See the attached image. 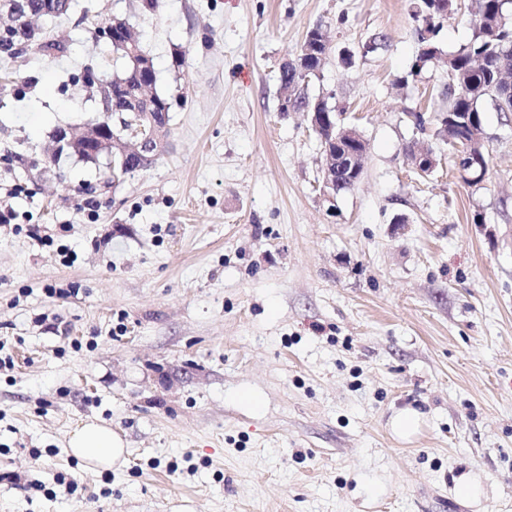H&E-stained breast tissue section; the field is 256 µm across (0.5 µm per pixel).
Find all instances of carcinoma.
I'll use <instances>...</instances> for the list:
<instances>
[{
  "label": "carcinoma",
  "mask_w": 512,
  "mask_h": 512,
  "mask_svg": "<svg viewBox=\"0 0 512 512\" xmlns=\"http://www.w3.org/2000/svg\"><path fill=\"white\" fill-rule=\"evenodd\" d=\"M441 0H416L413 19L417 30L428 25L430 36L419 41L414 64L409 72L419 76L424 69L446 57L448 70L452 73V85L448 87V107L440 114L442 122L436 123V134L447 139L448 144L463 154L466 144L462 138L474 132L480 141H485L482 111L479 105L490 103L499 112H512V95L502 91V77L512 75V14L502 0H470L473 15V34L467 44L458 51L444 54L436 40L442 27L437 12ZM325 34L322 24L311 27L295 60L280 67L279 80L282 85L297 88L294 106H305L309 111L320 112L319 122L336 121L335 109L329 104L314 107L315 97L308 91L312 78L318 76L326 47L321 42ZM32 38V30L25 27L16 29L12 35L0 41V56L12 57L27 49L26 43ZM113 57L121 69L112 75L115 86L112 101L100 97L101 109L112 108V117L125 109L124 96L130 91H138L146 83L157 84V71L149 74L139 72L129 59L127 50L120 46L112 47Z\"/></svg>",
  "instance_id": "cac0c4a2"
}]
</instances>
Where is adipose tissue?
<instances>
[{
  "label": "adipose tissue",
  "mask_w": 512,
  "mask_h": 512,
  "mask_svg": "<svg viewBox=\"0 0 512 512\" xmlns=\"http://www.w3.org/2000/svg\"><path fill=\"white\" fill-rule=\"evenodd\" d=\"M72 455L98 470H109L124 457L123 442L110 426L89 421L76 428L68 440Z\"/></svg>",
  "instance_id": "obj_1"
}]
</instances>
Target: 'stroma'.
I'll use <instances>...</instances> for the list:
<instances>
[{
  "label": "stroma",
  "instance_id": "stroma-1",
  "mask_svg": "<svg viewBox=\"0 0 512 512\" xmlns=\"http://www.w3.org/2000/svg\"><path fill=\"white\" fill-rule=\"evenodd\" d=\"M412 10L74 0L47 25L66 53L0 57V512H512V113L483 105L489 171L466 184L410 119L448 105L445 63L408 76ZM116 17L170 112L156 162L112 187L48 155L55 128L99 117L72 79L111 76L93 29ZM319 22L308 91L367 143L332 216L306 113L278 109L279 67ZM413 144L436 155L428 179ZM86 420L123 464L69 453ZM465 473L480 503L454 497Z\"/></svg>",
  "mask_w": 512,
  "mask_h": 512
}]
</instances>
